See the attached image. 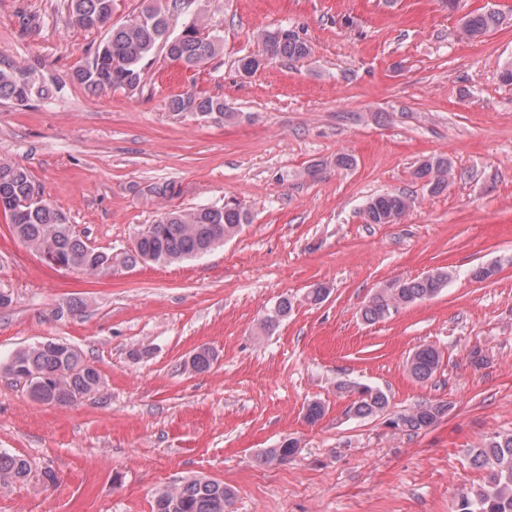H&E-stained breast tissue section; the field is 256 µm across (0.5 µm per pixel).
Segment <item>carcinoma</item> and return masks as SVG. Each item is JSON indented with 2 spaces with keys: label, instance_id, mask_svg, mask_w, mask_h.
Returning a JSON list of instances; mask_svg holds the SVG:
<instances>
[{
  "label": "carcinoma",
  "instance_id": "obj_1",
  "mask_svg": "<svg viewBox=\"0 0 512 512\" xmlns=\"http://www.w3.org/2000/svg\"><path fill=\"white\" fill-rule=\"evenodd\" d=\"M113 0H64L71 25L85 30L110 26L108 38L95 49L85 65L73 77L86 88L103 91L140 87L146 61L156 49L166 50L167 56L187 69L200 68L223 53L224 38L220 31L201 34L196 22L186 24L175 36L169 32L172 16L191 6L202 11L207 0H142L138 14L127 22L110 25ZM503 23L498 12H476L463 17L462 30L471 38H479ZM262 51L240 59V70L246 75L264 67L273 58L301 59L310 55L308 44L288 29L266 31L260 35ZM45 94L33 69H20L0 60V101L23 103L33 95ZM178 113H190L201 118L232 119L236 113L227 111L224 99L186 91L170 101ZM452 165L448 158L423 161L413 171L424 179L432 193L448 188ZM414 205V201L398 194L371 198L363 209L368 224H395ZM0 214L9 230L32 251L64 269H108L112 254L84 241L69 224L67 216L51 203L38 198L34 180L27 168L0 159ZM250 223L248 208L236 201L223 205L194 209L170 208L154 223L137 235L126 262L151 261L174 264L200 258L213 249L220 238L235 237L243 225ZM452 278L445 268L412 278L398 279L380 288L362 307L364 321L374 324L385 319L401 306L437 296ZM293 307L288 298L282 299L275 314L263 322L266 332L272 331L280 319ZM441 352L432 345L418 347L408 359L411 376L426 382L438 370ZM215 360L213 352L202 348L192 354L189 363L196 372H205ZM8 375L17 372L35 373L39 381L29 387L31 396L41 402L72 405L102 387L98 370L86 362L71 344L45 341L16 351L4 365ZM356 399L351 410L360 418L379 416L387 411L389 397L378 387L364 385L354 390ZM445 407L438 404H418L393 416L390 429L395 434L415 435L434 426L443 416ZM299 448L294 437L284 439L277 447L268 448L261 456L264 463L285 464ZM473 466L487 471L486 479L463 489L456 502V512H512V434H496L484 439L469 451ZM31 469L29 461L18 455L0 451V482L24 480ZM233 493L224 484L210 479H191L176 487L170 498L163 491L154 500L152 512H229Z\"/></svg>",
  "mask_w": 512,
  "mask_h": 512
}]
</instances>
